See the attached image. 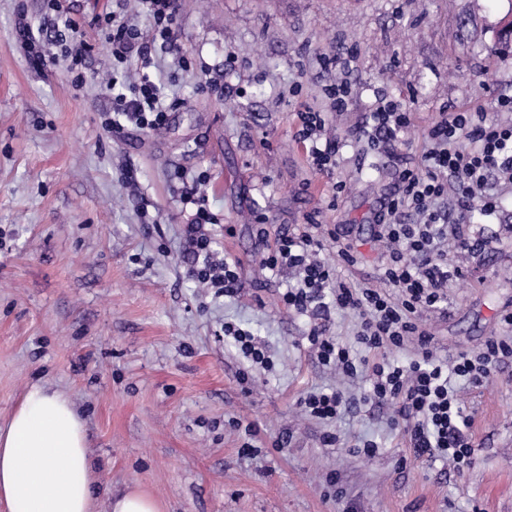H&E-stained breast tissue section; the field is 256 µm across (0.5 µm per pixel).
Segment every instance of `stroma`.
Segmentation results:
<instances>
[{"label": "stroma", "mask_w": 512, "mask_h": 512, "mask_svg": "<svg viewBox=\"0 0 512 512\" xmlns=\"http://www.w3.org/2000/svg\"><path fill=\"white\" fill-rule=\"evenodd\" d=\"M111 5L67 0L91 46L77 89L67 60L35 67L15 35L18 14L39 24L44 0H0V427L33 383L67 396L98 467L94 512L126 488L164 512H512V361L462 389L470 467L415 457L395 406L361 403L366 379H343L311 352L310 318L280 300L293 276L262 269L254 221L264 215L274 233L319 212L337 235L321 259L356 287L389 292L375 215L397 161L420 160L451 105L512 123L497 109L512 97V48L494 47L512 0H184L189 67L154 54L169 107L160 137L104 125L112 96L95 78L112 56L97 18ZM336 52L350 67L322 68L320 54ZM341 82L349 106L333 112L324 89ZM379 93L413 114L390 153L355 134ZM304 102L326 111L339 144L331 173L295 140ZM202 171L211 236L241 262L234 298L186 274L182 178ZM489 187L501 208L471 231L494 250L449 253L462 275L443 309L421 315L441 356L479 352L512 312V184ZM344 246L357 263L340 260ZM228 322L267 345L271 369L243 362ZM330 387L355 405L329 425L301 412V397ZM367 440L375 456L360 452Z\"/></svg>", "instance_id": "35a3bbf8"}]
</instances>
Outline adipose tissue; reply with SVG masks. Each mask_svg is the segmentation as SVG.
<instances>
[{
  "label": "adipose tissue",
  "instance_id": "ef3b65f1",
  "mask_svg": "<svg viewBox=\"0 0 512 512\" xmlns=\"http://www.w3.org/2000/svg\"><path fill=\"white\" fill-rule=\"evenodd\" d=\"M96 483L74 404L33 385L0 429V503L6 512H93Z\"/></svg>",
  "mask_w": 512,
  "mask_h": 512
}]
</instances>
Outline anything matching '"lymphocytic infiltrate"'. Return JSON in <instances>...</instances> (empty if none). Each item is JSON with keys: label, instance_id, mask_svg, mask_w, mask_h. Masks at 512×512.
<instances>
[{"label": "lymphocytic infiltrate", "instance_id": "1", "mask_svg": "<svg viewBox=\"0 0 512 512\" xmlns=\"http://www.w3.org/2000/svg\"><path fill=\"white\" fill-rule=\"evenodd\" d=\"M113 2L114 10L104 18L105 41L118 68L105 85L112 94L113 112L105 125L112 128L123 121L147 132L162 129L167 109L148 70L158 50L173 54L179 64L188 62L177 30L181 0H139L150 20L146 30L126 19L127 0ZM41 29L52 33L51 42L35 36L26 15H19L16 34L31 58L44 61L46 45H54L71 60L74 87H82L85 77L79 68L88 45L78 41L79 27L68 17L63 0H46ZM411 121L403 103L381 97L359 133L373 147L387 150ZM294 122L296 139L307 145L315 169L334 168L338 146L324 136L325 113L303 105ZM428 141L430 146L417 164L399 165L396 188L378 216L381 239L387 244L382 277L397 289V297L336 281L332 267L319 258L324 237L316 214L307 215L303 227L292 231L284 229L272 236L259 229L258 238L265 269L275 273L287 268L295 274V284L280 300L314 319L307 339L319 362L351 379L361 373L368 376L365 403L396 406L414 455L460 470L471 464L473 448L471 418L457 384L464 381L478 387L486 382L500 363L512 359V337L493 336L480 353L462 352L443 360L435 355L433 339L421 328L418 315L439 309L449 284L461 274L448 261L449 249L484 251L490 246L489 240L471 238L461 218L475 210L496 212L498 200L486 186L492 175L512 183V126L487 119L481 112L452 108L430 127ZM208 183L207 174L195 175L181 194L183 203L196 207L187 228L186 246L192 255L187 275L216 295L234 297L243 288L239 261L213 249L211 237L200 231L201 225L216 221L207 207ZM450 193L461 214L456 222L437 208ZM335 308L356 317L362 355H353L351 347L331 336L327 318ZM408 345L415 349L409 363L393 359V351ZM348 404L340 389L312 391L299 401L307 416L324 422L336 420Z\"/></svg>", "mask_w": 512, "mask_h": 512}]
</instances>
